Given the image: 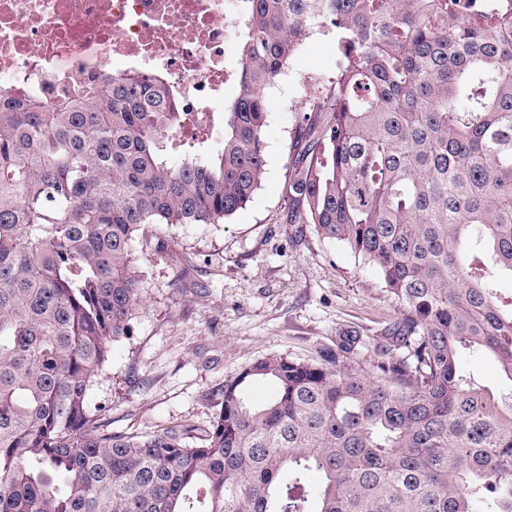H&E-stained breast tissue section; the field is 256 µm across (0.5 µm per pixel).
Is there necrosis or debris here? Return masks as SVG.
Wrapping results in <instances>:
<instances>
[{"label":"necrosis or debris","mask_w":512,"mask_h":512,"mask_svg":"<svg viewBox=\"0 0 512 512\" xmlns=\"http://www.w3.org/2000/svg\"><path fill=\"white\" fill-rule=\"evenodd\" d=\"M245 23L242 0H0V98L52 102L61 77L147 71L176 91L182 137L205 141Z\"/></svg>","instance_id":"obj_1"}]
</instances>
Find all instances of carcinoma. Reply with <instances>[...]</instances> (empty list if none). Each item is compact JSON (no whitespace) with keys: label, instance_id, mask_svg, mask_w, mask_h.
Segmentation results:
<instances>
[{"label":"carcinoma","instance_id":"obj_1","mask_svg":"<svg viewBox=\"0 0 512 512\" xmlns=\"http://www.w3.org/2000/svg\"><path fill=\"white\" fill-rule=\"evenodd\" d=\"M224 142L177 163V97L106 71L0 108V512H512V0H243ZM336 72L292 161L288 223L371 265L399 316L364 370L356 336L224 383L200 434L114 433L91 405L145 282L150 224H222L260 187L265 90L307 38ZM258 381L275 386L255 403ZM320 475L311 484L309 474ZM461 362L485 387L498 396L507 395L511 388L510 382L503 378L499 365L492 359L477 351L463 350Z\"/></svg>","mask_w":512,"mask_h":512}]
</instances>
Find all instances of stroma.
<instances>
[{
	"instance_id": "35a3bbf8",
	"label": "stroma",
	"mask_w": 512,
	"mask_h": 512,
	"mask_svg": "<svg viewBox=\"0 0 512 512\" xmlns=\"http://www.w3.org/2000/svg\"><path fill=\"white\" fill-rule=\"evenodd\" d=\"M336 60L333 35L307 38L267 88L266 173L243 209L221 224H153L135 242L143 304L91 392L112 431H204L244 368L272 354L331 355L345 335L359 336L363 369L376 365L397 300L346 246L288 222L291 163L313 140L300 133L308 88L332 77ZM461 362L497 395L512 392L494 360L465 350Z\"/></svg>"
}]
</instances>
